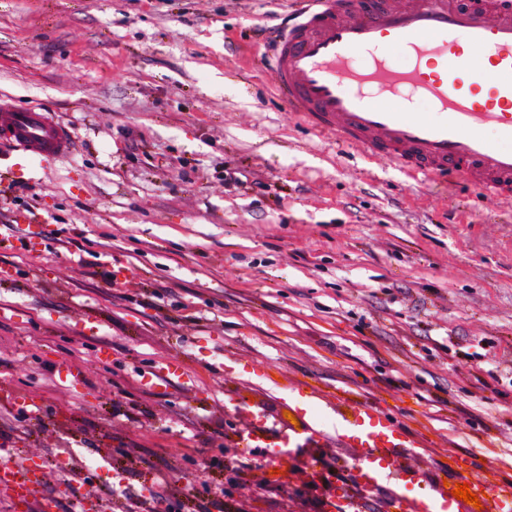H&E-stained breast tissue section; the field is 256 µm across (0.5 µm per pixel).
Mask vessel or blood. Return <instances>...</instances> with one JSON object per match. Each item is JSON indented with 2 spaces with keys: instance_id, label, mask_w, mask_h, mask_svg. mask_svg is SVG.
<instances>
[{
  "instance_id": "b4317fda",
  "label": "vessel or blood",
  "mask_w": 512,
  "mask_h": 512,
  "mask_svg": "<svg viewBox=\"0 0 512 512\" xmlns=\"http://www.w3.org/2000/svg\"><path fill=\"white\" fill-rule=\"evenodd\" d=\"M294 16L272 40L275 94L307 126L368 157L386 158L410 178H462L487 196L512 201V0H292ZM431 110L414 111L416 101ZM0 125L35 157L72 149L71 132L46 113L0 99ZM310 398L336 416L349 464L344 478L313 468L328 441L316 420L297 415L275 432L255 420L237 444L300 446L298 466L267 458L275 482L315 483L329 512H512V484L467 477L471 505L443 481L425 480L415 444L399 421L372 403L311 387ZM32 474L14 453L0 456V482Z\"/></svg>"
}]
</instances>
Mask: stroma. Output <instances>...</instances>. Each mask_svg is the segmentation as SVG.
Instances as JSON below:
<instances>
[{
	"label": "stroma",
	"instance_id": "35a3bbf8",
	"mask_svg": "<svg viewBox=\"0 0 512 512\" xmlns=\"http://www.w3.org/2000/svg\"><path fill=\"white\" fill-rule=\"evenodd\" d=\"M285 15L0 0V97L73 136L44 164L0 130V447L47 467L60 512L77 466L102 512H306L206 465L245 426L241 395L330 427L299 382L409 408L428 473L512 481V202L409 180L292 116L264 61ZM161 364L182 375L157 392Z\"/></svg>",
	"mask_w": 512,
	"mask_h": 512
}]
</instances>
